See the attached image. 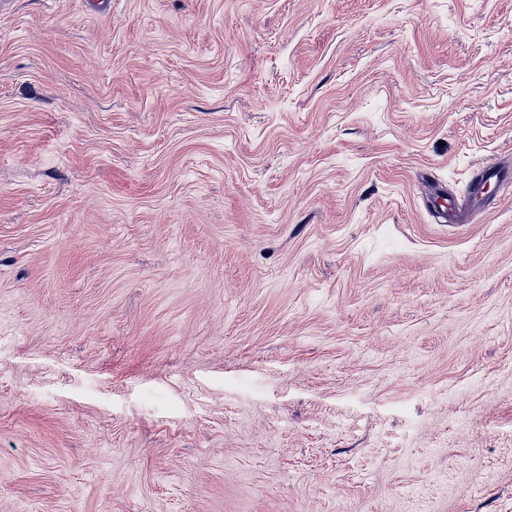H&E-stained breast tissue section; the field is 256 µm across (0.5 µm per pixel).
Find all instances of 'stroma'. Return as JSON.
Instances as JSON below:
<instances>
[{
	"mask_svg": "<svg viewBox=\"0 0 512 512\" xmlns=\"http://www.w3.org/2000/svg\"><path fill=\"white\" fill-rule=\"evenodd\" d=\"M512 0H0V512H512ZM489 182H494L499 192L511 196L512 177L494 165H486L480 171L479 180L472 188L467 205L459 206L448 200V211L441 210V217L451 224H464L469 214L476 212L481 202L482 188Z\"/></svg>",
	"mask_w": 512,
	"mask_h": 512,
	"instance_id": "1",
	"label": "stroma"
}]
</instances>
